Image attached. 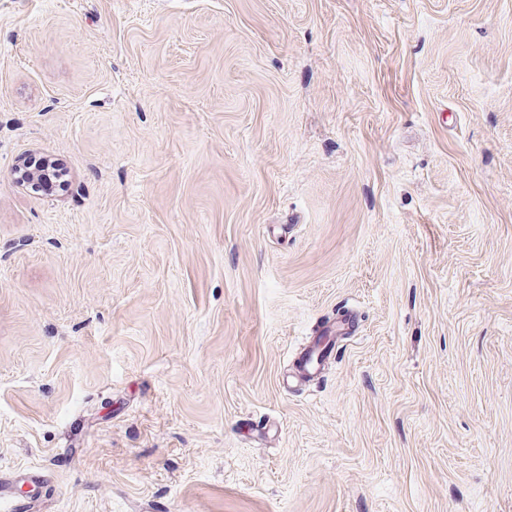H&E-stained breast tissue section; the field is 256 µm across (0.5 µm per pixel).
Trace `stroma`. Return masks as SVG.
Masks as SVG:
<instances>
[{"mask_svg":"<svg viewBox=\"0 0 512 512\" xmlns=\"http://www.w3.org/2000/svg\"><path fill=\"white\" fill-rule=\"evenodd\" d=\"M29 468L36 512H512V0H0ZM51 159H46V162L40 167H31L29 162H24L18 168L15 167L14 173H18L23 185L29 187L31 190H46L49 186L54 185L55 171L51 166ZM315 341L309 347V349L302 354V356L296 362L295 376L293 378L300 379H311L317 377L323 370L325 363L332 356L333 349L326 355V345H320L315 347Z\"/></svg>","mask_w":512,"mask_h":512,"instance_id":"1","label":"stroma"}]
</instances>
